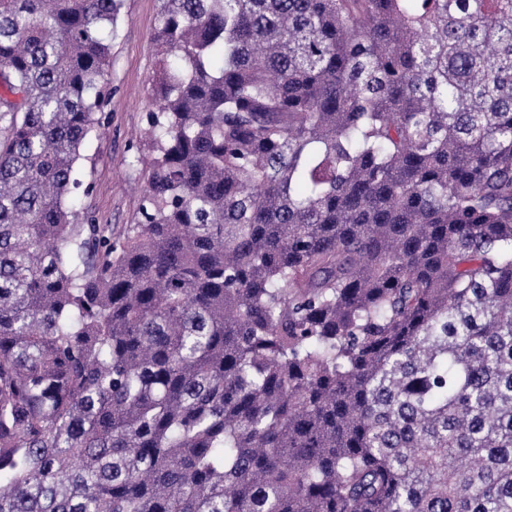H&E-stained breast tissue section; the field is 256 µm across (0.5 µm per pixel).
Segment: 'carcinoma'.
Here are the masks:
<instances>
[{
    "label": "carcinoma",
    "mask_w": 512,
    "mask_h": 512,
    "mask_svg": "<svg viewBox=\"0 0 512 512\" xmlns=\"http://www.w3.org/2000/svg\"><path fill=\"white\" fill-rule=\"evenodd\" d=\"M123 5L0 0V512H512V0H161L114 241ZM160 0H124L122 19L112 39V92L105 114L108 126L86 143L81 160L82 179L91 185L81 206L97 224L112 227V239L124 238L139 221L140 186L145 171L137 159L145 152L141 130L152 107L150 84L157 68L154 33L159 24Z\"/></svg>",
    "instance_id": "obj_1"
}]
</instances>
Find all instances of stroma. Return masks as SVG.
Masks as SVG:
<instances>
[{
	"mask_svg": "<svg viewBox=\"0 0 512 512\" xmlns=\"http://www.w3.org/2000/svg\"><path fill=\"white\" fill-rule=\"evenodd\" d=\"M160 7V0H124L112 40L108 126L103 135L88 140L81 162L82 178L91 186L81 205L97 223L110 225L116 239L124 238L140 217V187L145 181L140 132L152 107L149 92L157 68L154 33Z\"/></svg>",
	"mask_w": 512,
	"mask_h": 512,
	"instance_id": "stroma-1",
	"label": "stroma"
}]
</instances>
